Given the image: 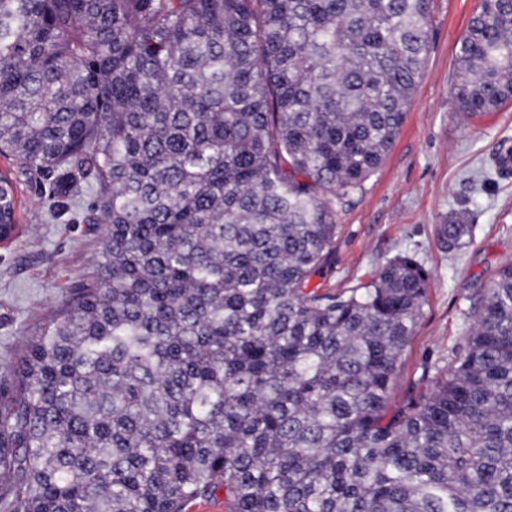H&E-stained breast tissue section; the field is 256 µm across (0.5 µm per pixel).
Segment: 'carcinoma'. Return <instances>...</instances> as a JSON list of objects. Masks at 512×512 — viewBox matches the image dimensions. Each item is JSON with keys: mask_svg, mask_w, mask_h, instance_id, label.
Here are the masks:
<instances>
[{"mask_svg": "<svg viewBox=\"0 0 512 512\" xmlns=\"http://www.w3.org/2000/svg\"><path fill=\"white\" fill-rule=\"evenodd\" d=\"M430 0H0V152L101 246L0 395L4 512H512V263L466 345L395 400L428 274L321 294L336 200L380 168ZM469 116L512 101V0L457 52ZM15 186L0 176L4 223ZM450 250L471 225H437ZM229 508V503L224 499V492L220 490L216 495L188 503L185 512H228Z\"/></svg>", "mask_w": 512, "mask_h": 512, "instance_id": "carcinoma-1", "label": "carcinoma"}]
</instances>
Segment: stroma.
Segmentation results:
<instances>
[{"label":"stroma","instance_id":"1","mask_svg":"<svg viewBox=\"0 0 512 512\" xmlns=\"http://www.w3.org/2000/svg\"><path fill=\"white\" fill-rule=\"evenodd\" d=\"M480 0H432L431 45L405 123L380 169L336 207L331 262L311 285L337 293L371 281L407 255L429 273L428 304L403 355L397 395L419 390L423 372L445 371L472 326L470 299L512 263V182L494 158L512 140V102L478 117L458 112L457 51ZM47 207L35 186L16 192V230L0 241V393L13 390V363L56 316L100 246L80 214L90 200ZM473 226L469 245L447 250L436 235L449 216Z\"/></svg>","mask_w":512,"mask_h":512}]
</instances>
